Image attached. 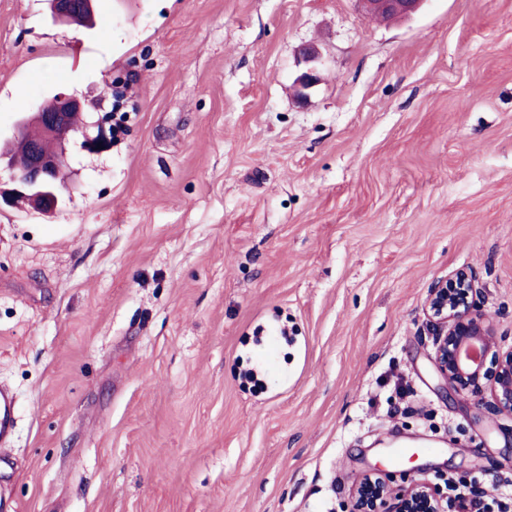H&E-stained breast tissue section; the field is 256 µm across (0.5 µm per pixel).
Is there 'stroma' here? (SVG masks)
<instances>
[{
  "mask_svg": "<svg viewBox=\"0 0 512 512\" xmlns=\"http://www.w3.org/2000/svg\"><path fill=\"white\" fill-rule=\"evenodd\" d=\"M96 10L0 0V134L59 93L124 118L71 144L59 210L0 207V512H343L377 467L498 512L512 417L446 398L423 308L465 270L512 347V0ZM403 440L439 450L391 460ZM55 1V13L56 15H65L64 19L76 24H87L91 21V15L85 10L84 6H81V1L78 0L79 6H75V0H54ZM422 1L423 0H360L367 14L380 17H393L392 19L405 17L415 12ZM302 59L308 67L294 83V96L298 101L305 102L309 98V92L320 82L319 63L321 53L315 46H309L303 49ZM15 428L14 397L9 390L0 389V442L9 439Z\"/></svg>",
  "mask_w": 512,
  "mask_h": 512,
  "instance_id": "1",
  "label": "stroma"
}]
</instances>
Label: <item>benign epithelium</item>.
Returning a JSON list of instances; mask_svg holds the SVG:
<instances>
[{
    "mask_svg": "<svg viewBox=\"0 0 512 512\" xmlns=\"http://www.w3.org/2000/svg\"><path fill=\"white\" fill-rule=\"evenodd\" d=\"M364 11L380 17L401 18L415 12L422 0H360ZM307 69L294 83V96L304 102L320 82L321 53L315 46L303 49ZM85 111L76 96L59 93L50 105L39 104L17 121L6 145L25 146L29 164L12 171V187L0 188V202L55 183L68 161L71 138L81 135V147L93 154L104 151L112 139L103 123L73 126L71 116ZM41 127L39 139L26 136V123ZM477 289L471 277L457 272L430 289L424 316L433 336L431 360L448 393L455 397L488 394L497 413L512 416V350L501 349L494 329L476 303ZM346 512H448V493L426 475L398 484L383 469L364 473L353 484Z\"/></svg>",
    "mask_w": 512,
    "mask_h": 512,
    "instance_id": "1",
    "label": "benign epithelium"
}]
</instances>
